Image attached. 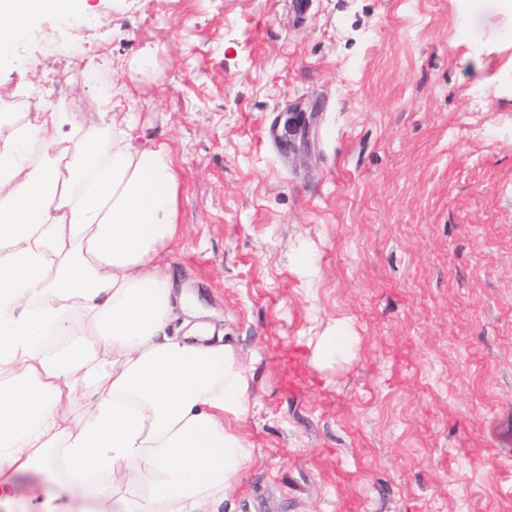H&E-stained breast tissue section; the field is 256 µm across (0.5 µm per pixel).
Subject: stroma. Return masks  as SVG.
<instances>
[{
    "instance_id": "obj_1",
    "label": "stroma",
    "mask_w": 512,
    "mask_h": 512,
    "mask_svg": "<svg viewBox=\"0 0 512 512\" xmlns=\"http://www.w3.org/2000/svg\"><path fill=\"white\" fill-rule=\"evenodd\" d=\"M77 0L0 54V119L132 89L167 142L166 249L240 359L250 462L218 512H512V14L502 0ZM68 24L47 54L34 37ZM153 50L151 70L129 62ZM38 61V74L28 64ZM310 119L308 155L273 139ZM344 324L346 349L319 336ZM17 475L0 512L54 494Z\"/></svg>"
}]
</instances>
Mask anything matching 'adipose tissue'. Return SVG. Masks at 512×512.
Wrapping results in <instances>:
<instances>
[{"instance_id":"1","label":"adipose tissue","mask_w":512,"mask_h":512,"mask_svg":"<svg viewBox=\"0 0 512 512\" xmlns=\"http://www.w3.org/2000/svg\"><path fill=\"white\" fill-rule=\"evenodd\" d=\"M75 0H0V49ZM92 128L38 106L0 138V487L34 469L65 493L28 512H214L248 462L234 353L208 324L167 327L161 252L180 230L166 143L101 103Z\"/></svg>"}]
</instances>
